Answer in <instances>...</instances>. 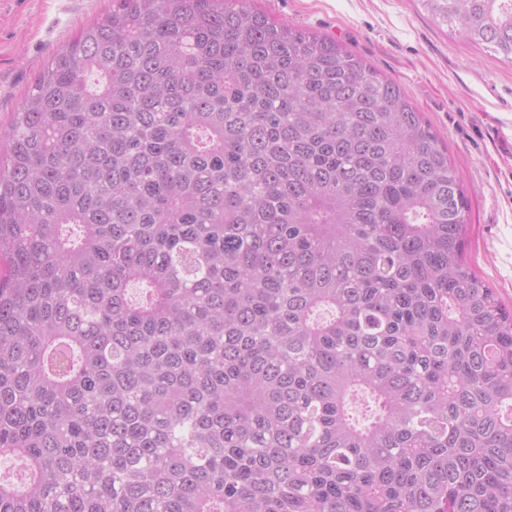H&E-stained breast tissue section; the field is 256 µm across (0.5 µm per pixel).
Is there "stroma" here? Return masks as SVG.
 Wrapping results in <instances>:
<instances>
[{
	"instance_id": "35a3bbf8",
	"label": "stroma",
	"mask_w": 512,
	"mask_h": 512,
	"mask_svg": "<svg viewBox=\"0 0 512 512\" xmlns=\"http://www.w3.org/2000/svg\"><path fill=\"white\" fill-rule=\"evenodd\" d=\"M335 39L397 83L466 191L465 256L512 310V64L462 43L418 0H254ZM112 0H0V133L44 65Z\"/></svg>"
}]
</instances>
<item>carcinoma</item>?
<instances>
[{"label":"carcinoma","mask_w":512,"mask_h":512,"mask_svg":"<svg viewBox=\"0 0 512 512\" xmlns=\"http://www.w3.org/2000/svg\"><path fill=\"white\" fill-rule=\"evenodd\" d=\"M512 61V0H419ZM394 81L250 0H112L0 147V512H512V312Z\"/></svg>","instance_id":"cac0c4a2"}]
</instances>
